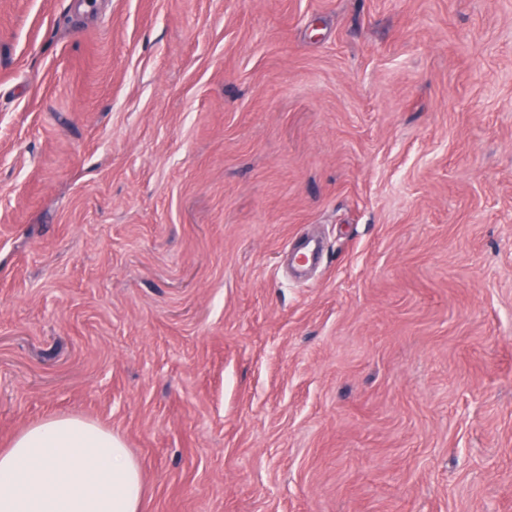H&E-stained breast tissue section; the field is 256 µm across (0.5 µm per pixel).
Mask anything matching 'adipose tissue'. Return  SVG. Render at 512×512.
I'll list each match as a JSON object with an SVG mask.
<instances>
[{
	"instance_id": "1",
	"label": "adipose tissue",
	"mask_w": 512,
	"mask_h": 512,
	"mask_svg": "<svg viewBox=\"0 0 512 512\" xmlns=\"http://www.w3.org/2000/svg\"><path fill=\"white\" fill-rule=\"evenodd\" d=\"M140 462L124 440L76 416H51L0 448V512H142Z\"/></svg>"
}]
</instances>
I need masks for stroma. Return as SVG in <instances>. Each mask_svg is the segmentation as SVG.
<instances>
[{
	"instance_id": "obj_1",
	"label": "stroma",
	"mask_w": 512,
	"mask_h": 512,
	"mask_svg": "<svg viewBox=\"0 0 512 512\" xmlns=\"http://www.w3.org/2000/svg\"><path fill=\"white\" fill-rule=\"evenodd\" d=\"M80 2L0 0V448L94 421L142 512H512V0Z\"/></svg>"
}]
</instances>
